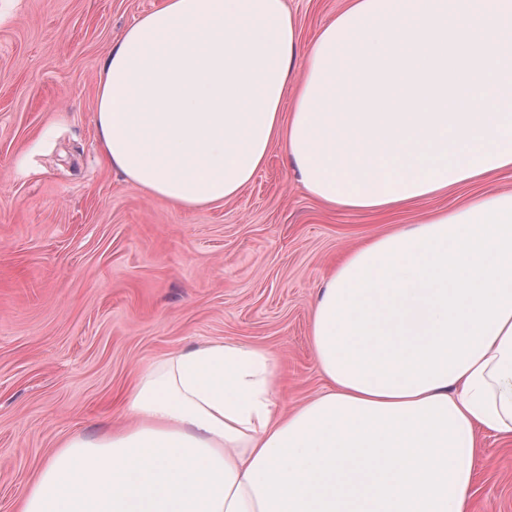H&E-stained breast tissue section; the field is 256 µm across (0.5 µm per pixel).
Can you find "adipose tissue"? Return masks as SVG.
<instances>
[{
  "label": "adipose tissue",
  "instance_id": "1",
  "mask_svg": "<svg viewBox=\"0 0 512 512\" xmlns=\"http://www.w3.org/2000/svg\"><path fill=\"white\" fill-rule=\"evenodd\" d=\"M95 124L175 206L238 196L277 145L329 207L392 212L512 172V0H347L304 48L286 0H164L104 60ZM311 345L326 387L290 412L264 348L160 359L17 512H473L479 431L512 435V192L352 250Z\"/></svg>",
  "mask_w": 512,
  "mask_h": 512
}]
</instances>
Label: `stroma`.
I'll use <instances>...</instances> for the list:
<instances>
[{
    "mask_svg": "<svg viewBox=\"0 0 512 512\" xmlns=\"http://www.w3.org/2000/svg\"><path fill=\"white\" fill-rule=\"evenodd\" d=\"M164 0H0V512L76 434L125 420L157 359L211 341L276 358L285 409L324 387L312 304L345 253L418 224L512 175L388 215L330 208L281 147L241 193L181 208L106 166L94 123L101 65L124 29ZM301 43L345 0H286ZM473 512H512V438L484 432Z\"/></svg>",
    "mask_w": 512,
    "mask_h": 512,
    "instance_id": "obj_1",
    "label": "stroma"
}]
</instances>
